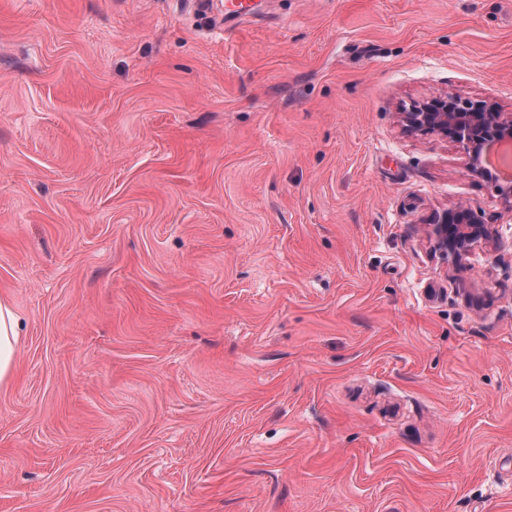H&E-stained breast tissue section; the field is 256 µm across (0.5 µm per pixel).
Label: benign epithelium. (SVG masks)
Instances as JSON below:
<instances>
[{
  "mask_svg": "<svg viewBox=\"0 0 512 512\" xmlns=\"http://www.w3.org/2000/svg\"><path fill=\"white\" fill-rule=\"evenodd\" d=\"M404 126L414 133H437L454 139L465 152L467 176L485 179L502 203L512 212V178L493 171L490 157L502 145L512 143V112L488 102H472L448 93L427 102H418L401 113ZM433 249L455 266L472 255L474 249L494 241L489 225L463 203L433 218Z\"/></svg>",
  "mask_w": 512,
  "mask_h": 512,
  "instance_id": "1",
  "label": "benign epithelium"
}]
</instances>
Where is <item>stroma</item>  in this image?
Here are the masks:
<instances>
[{
  "instance_id": "1",
  "label": "stroma",
  "mask_w": 512,
  "mask_h": 512,
  "mask_svg": "<svg viewBox=\"0 0 512 512\" xmlns=\"http://www.w3.org/2000/svg\"><path fill=\"white\" fill-rule=\"evenodd\" d=\"M448 91L512 112V0H0V512H512V213L400 121ZM255 0H225L224 20L226 24L236 25L254 15ZM432 222L433 249L443 257H448L455 266H460L480 244L494 242V234L489 225L482 223L463 202L434 216ZM20 320L10 301L0 297V386L9 383L15 371Z\"/></svg>"
}]
</instances>
